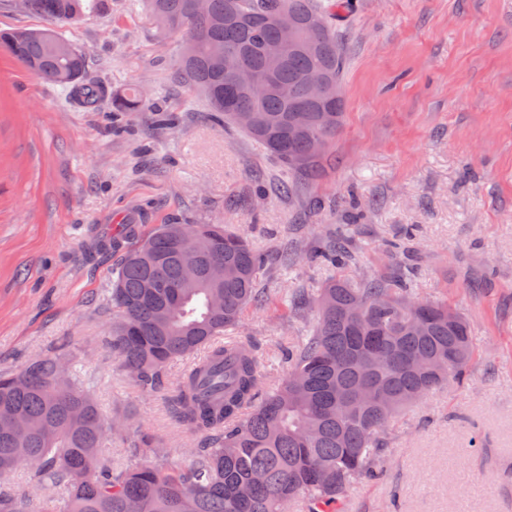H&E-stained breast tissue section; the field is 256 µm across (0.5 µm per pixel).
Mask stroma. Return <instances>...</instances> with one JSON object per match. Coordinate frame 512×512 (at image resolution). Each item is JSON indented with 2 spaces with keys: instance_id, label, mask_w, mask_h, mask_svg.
<instances>
[{
  "instance_id": "obj_1",
  "label": "stroma",
  "mask_w": 512,
  "mask_h": 512,
  "mask_svg": "<svg viewBox=\"0 0 512 512\" xmlns=\"http://www.w3.org/2000/svg\"><path fill=\"white\" fill-rule=\"evenodd\" d=\"M140 2L111 0L62 34L85 54L86 79L137 90L171 124L113 116L108 101L84 110L0 53V372L64 349L66 370L89 376L105 418L123 426L104 456L133 460L147 432L189 462L202 439L169 401L192 361L170 364L159 392L138 387L107 343L121 253L102 241L119 224L244 233L265 257V301L231 335L254 345L267 391L288 371L282 348L311 326L289 296L332 274L310 253L352 224L345 276L406 261L416 297L468 320L474 354L463 385L397 415L377 477L354 484L342 512H512V0H353L336 18L343 127L321 175L289 193L287 168L180 77L179 36H157Z\"/></svg>"
}]
</instances>
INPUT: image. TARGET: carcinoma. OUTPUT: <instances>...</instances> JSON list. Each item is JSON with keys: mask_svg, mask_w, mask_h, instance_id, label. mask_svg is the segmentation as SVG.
Wrapping results in <instances>:
<instances>
[{"mask_svg": "<svg viewBox=\"0 0 512 512\" xmlns=\"http://www.w3.org/2000/svg\"><path fill=\"white\" fill-rule=\"evenodd\" d=\"M159 33L178 32V70L207 97L211 111L232 122L276 157L300 181L320 173L341 122L325 125L320 110L343 111V100L310 96L305 75L318 70L341 85L344 51L336 34V7L351 0H145ZM25 10L51 26L80 23L105 12L108 0H24ZM288 11L303 46L267 48L280 39L276 18ZM65 38L56 29L0 32V50L37 78L67 90L94 111L106 99L118 112H161L138 92L116 97L84 76L85 55L56 53ZM233 53L243 67L272 86L262 94L243 87L218 66ZM310 118L309 133L291 130L294 113ZM320 140L323 148L311 149ZM304 163L298 165L295 158ZM322 262L355 261L345 231L327 241ZM200 272L188 278L184 264ZM261 260L246 237L222 224H160L127 251L112 276L110 301L119 321L111 345L145 392L155 390L167 366L202 356L182 377L171 400L175 418L204 438L182 465L165 459L146 434L144 461L116 466L101 454L114 429L89 394L90 381L64 370L63 355H46L17 372L0 373V479L21 462L49 498L43 512H338L351 486L372 475L392 418L427 393L460 382L474 349L467 320H448L447 303L411 294V271L353 284L332 278L314 295L293 298L295 312L313 308L310 335L288 357L281 385L259 396L263 365L251 344L224 332L240 325L257 303ZM460 360L439 376L413 361Z\"/></svg>", "mask_w": 512, "mask_h": 512, "instance_id": "carcinoma-1", "label": "carcinoma"}]
</instances>
